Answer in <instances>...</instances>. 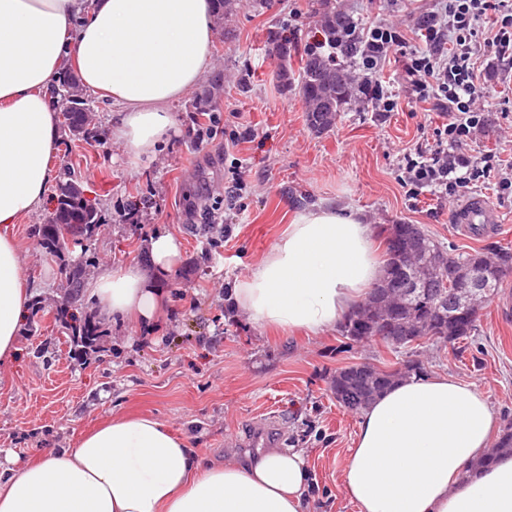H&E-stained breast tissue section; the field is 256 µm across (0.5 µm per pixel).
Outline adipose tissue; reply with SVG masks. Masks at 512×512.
<instances>
[{
    "instance_id": "adipose-tissue-1",
    "label": "adipose tissue",
    "mask_w": 512,
    "mask_h": 512,
    "mask_svg": "<svg viewBox=\"0 0 512 512\" xmlns=\"http://www.w3.org/2000/svg\"><path fill=\"white\" fill-rule=\"evenodd\" d=\"M211 0H0V362L13 360L30 290L4 227L45 205L59 140L51 96L67 66L110 109L132 158L164 144L170 106L210 68ZM169 233L150 240L153 275L127 264L99 276L91 298L109 319L150 322L158 282L175 267ZM382 276L373 230L348 206L296 214L235 285L254 323L317 335L336 327ZM499 419L476 386L447 375L394 384L362 413L343 468L358 512H512V454L474 470ZM303 450L204 464L184 435L154 417H120L77 447L47 449L0 479V512H309Z\"/></svg>"
}]
</instances>
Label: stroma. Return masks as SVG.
<instances>
[{"label":"stroma","instance_id":"35a3bbf8","mask_svg":"<svg viewBox=\"0 0 512 512\" xmlns=\"http://www.w3.org/2000/svg\"><path fill=\"white\" fill-rule=\"evenodd\" d=\"M432 0H332L337 10L366 22L393 23L407 31L409 48H422L420 15ZM319 0H245L216 32L211 67L182 100L172 105L176 129L148 157L131 159L109 134V112L94 100L92 135L73 140L69 154H56L54 170L71 164L88 198L111 215L88 248L69 246L61 255L43 248L33 233L46 223L41 210L10 225L22 251V271L38 314L27 315L18 352L0 364V471L22 469L46 448L76 447L99 423L130 413L156 417L187 435L203 459L248 462L249 440L258 424H279V450L304 449L312 472L309 495L315 512H357L342 489V470L358 431L359 412L337 403L330 389L336 371L369 362L379 368L418 361L424 373L446 374L475 385L501 423L512 421V274L500 295L482 311L478 327L459 348L423 344L393 354L381 342L356 343L334 328L317 336L282 335L231 310L228 296L269 252L294 214L336 203L358 210L374 233L375 255L385 261L382 226L418 224L452 253L485 254L512 249V196L485 195L499 210L501 230L481 238L454 227L455 202L428 193L408 197L399 178L404 155L433 142L448 117L411 99L402 63L391 60L381 74L391 83L397 107L373 111L350 99L335 125L318 133L306 121L298 90L284 89L280 60L269 39L287 31L310 41L319 24ZM221 91L211 94L213 80ZM488 125L462 152L476 160L493 153L512 160V72L489 66L481 77ZM220 115L223 130L197 141L196 126ZM252 128L251 140L225 151L228 132ZM247 183L242 202L225 184L234 167ZM215 209L216 224L192 227L190 212ZM168 232L180 243V260L162 281L164 304L141 325L102 316L91 299L83 310L100 326L97 351L79 355L53 319L68 266L87 263V281L127 264L148 266L149 240ZM223 238L219 255L209 242ZM197 298L184 307L179 294Z\"/></svg>","mask_w":512,"mask_h":512}]
</instances>
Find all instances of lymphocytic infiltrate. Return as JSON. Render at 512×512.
Instances as JSON below:
<instances>
[{
	"label": "lymphocytic infiltrate",
	"mask_w": 512,
	"mask_h": 512,
	"mask_svg": "<svg viewBox=\"0 0 512 512\" xmlns=\"http://www.w3.org/2000/svg\"><path fill=\"white\" fill-rule=\"evenodd\" d=\"M420 29L426 46L409 50L406 89L417 101L434 102L447 112L448 122L437 132L434 145L405 163L403 181L410 185L411 197L428 192L453 201L490 180L496 181L499 195H512V180L501 177L500 161L490 155L472 161L461 152L472 131L487 122L476 105L484 63L512 69V0H434ZM406 44L396 26H368L355 19L336 39L339 52L355 50L358 94L386 112L397 102L379 74L389 54Z\"/></svg>",
	"instance_id": "f902f5d3"
}]
</instances>
